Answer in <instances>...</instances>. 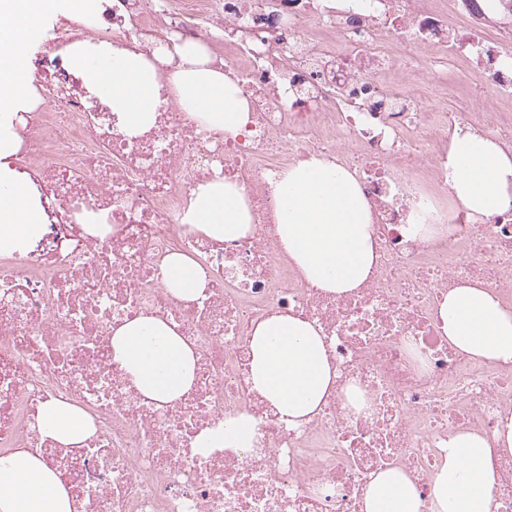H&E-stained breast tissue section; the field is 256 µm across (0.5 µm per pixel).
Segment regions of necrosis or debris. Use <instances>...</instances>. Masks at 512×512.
I'll list each match as a JSON object with an SVG mask.
<instances>
[{"label": "necrosis or debris", "mask_w": 512, "mask_h": 512, "mask_svg": "<svg viewBox=\"0 0 512 512\" xmlns=\"http://www.w3.org/2000/svg\"><path fill=\"white\" fill-rule=\"evenodd\" d=\"M231 28L224 67L249 106L242 133L197 125L172 104L171 65L158 66L153 125L128 135L94 96L73 53L99 42L153 56L168 37L201 41ZM465 0H95L61 19L35 71L37 102L13 166L46 217L25 253L0 257V453H35L68 490L71 512H362L370 480L402 469L419 512L448 438L493 439L512 413V361L449 342L438 305L464 284L512 310V209L477 216L450 205L451 134L470 128L512 149V51ZM415 45L402 63L396 46ZM484 80L479 111L421 107L405 75L442 57ZM315 157L353 172L370 206L376 263L364 283L330 294L277 244L271 181ZM221 178L243 187L250 231L216 241L183 222L191 191ZM106 224L102 236L85 224ZM433 224L409 239L410 224ZM199 260L206 287L174 297L166 258ZM292 315L323 336L336 378L316 413L291 429L249 381L255 326ZM171 325L195 356L178 399L140 393L112 354V334L138 317ZM52 400L87 413L94 434L65 446L39 428ZM253 448L200 453L199 434L238 414Z\"/></svg>", "instance_id": "obj_1"}]
</instances>
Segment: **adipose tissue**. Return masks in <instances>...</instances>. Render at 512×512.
Wrapping results in <instances>:
<instances>
[{"label":"adipose tissue","instance_id":"1","mask_svg":"<svg viewBox=\"0 0 512 512\" xmlns=\"http://www.w3.org/2000/svg\"><path fill=\"white\" fill-rule=\"evenodd\" d=\"M79 10L78 0H0V255L25 253L43 232V210L10 160L19 149L15 124L31 101L32 78L24 66L40 24L62 7ZM75 64L89 85L110 99L121 127L139 133L154 123L160 106L156 61L175 64L170 76L179 105L198 124L234 136L248 121V106L236 79L214 68L206 51L184 41L161 49L156 61L113 48L111 55L78 52ZM448 190L474 214L512 208V154L482 133L454 132L448 151ZM278 245L305 277L325 291L343 294L358 287L375 264L369 207L354 173L311 158L285 169L275 182ZM183 221L211 239L245 236L251 214L242 188L215 179L199 184L188 199ZM168 285L183 300L198 297L205 284L200 264L175 253L166 265ZM442 330L468 354L512 361V310L483 285L449 291L438 306ZM112 351L145 396L168 402L187 391L195 358L176 331L157 318L125 322L112 334ZM249 381L290 425L304 422L320 404L335 374L323 338L308 321L272 317L253 330ZM39 423L44 435L67 445L95 431L80 409L50 401ZM255 423L246 415L225 419L197 439L201 452L217 448L252 450ZM512 453V417L499 420L493 440L461 432L448 441L446 461L432 479L435 512H487L497 477L492 452ZM67 488L38 455L20 451L0 456V512H70ZM415 485L398 469L375 475L364 492V512H418Z\"/></svg>","mask_w":512,"mask_h":512}]
</instances>
